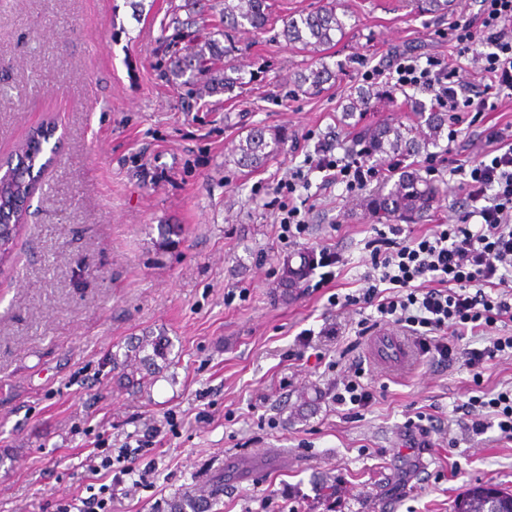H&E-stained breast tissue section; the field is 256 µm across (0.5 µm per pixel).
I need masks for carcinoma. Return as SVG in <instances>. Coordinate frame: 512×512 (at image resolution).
<instances>
[{"mask_svg":"<svg viewBox=\"0 0 512 512\" xmlns=\"http://www.w3.org/2000/svg\"><path fill=\"white\" fill-rule=\"evenodd\" d=\"M222 5L224 32L248 26L258 32L263 31L271 22L269 0H218ZM348 17L336 0L327 2L316 12L289 17L285 20L282 36L291 45H300L302 50L318 55V62L293 73L288 78L294 87L307 95H315L324 89V85L336 79L333 70L319 54L334 44L336 35H345ZM224 46V90L231 91L241 83L238 69L233 63L236 45L230 38H225ZM371 95L364 89H358L350 96L345 111L359 112L367 108ZM421 124L405 126L393 122L359 131L355 142L363 147V152L373 157L377 154L393 152L402 156H417L431 145L437 144L448 128V114L426 110L419 107ZM53 128L47 127L26 143L25 171L36 170L41 173L48 167L55 148H47ZM287 135L266 134V129L251 130L240 141L233 153V163L240 169L251 170L277 156L285 144ZM41 189L39 180L33 178H16L5 171L0 174V198L4 205L23 200ZM438 201V189L429 179L417 171L405 170L397 178H391L382 187L360 200L368 214L381 221L404 216L421 215ZM19 218H10L5 214V221H0V240L4 243L14 242L19 233ZM314 259L303 258L298 266L286 264L281 275V285L288 290L301 287L307 279ZM171 353V340L164 335L143 336L128 342L124 352L112 353V370H121L119 379L131 385L148 383L161 364L168 363ZM210 495L204 489H191L167 502V512H211ZM454 512H512V493H506L491 487L474 489L463 495L456 502Z\"/></svg>","mask_w":512,"mask_h":512,"instance_id":"obj_1","label":"carcinoma"}]
</instances>
